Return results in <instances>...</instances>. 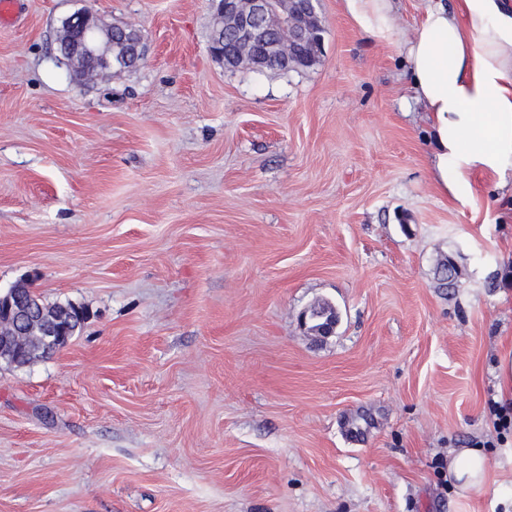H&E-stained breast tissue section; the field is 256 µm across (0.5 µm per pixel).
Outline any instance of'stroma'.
<instances>
[{
    "label": "stroma",
    "instance_id": "35a3bbf8",
    "mask_svg": "<svg viewBox=\"0 0 512 512\" xmlns=\"http://www.w3.org/2000/svg\"><path fill=\"white\" fill-rule=\"evenodd\" d=\"M138 69L81 86L82 9ZM317 65L225 70L211 0H18L0 25V290L88 318L0 363V512H512L443 464L512 351V169L461 196L396 45L319 0ZM336 309L334 335L302 326ZM66 42L59 52L78 59L89 66L122 68L144 59L145 49L137 31L124 32L121 43L124 49L112 53V28L104 29L99 18L84 9L67 17L62 22Z\"/></svg>",
    "mask_w": 512,
    "mask_h": 512
}]
</instances>
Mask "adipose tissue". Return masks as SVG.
<instances>
[{
	"label": "adipose tissue",
	"instance_id": "adipose-tissue-1",
	"mask_svg": "<svg viewBox=\"0 0 512 512\" xmlns=\"http://www.w3.org/2000/svg\"><path fill=\"white\" fill-rule=\"evenodd\" d=\"M362 31L392 40L394 0H341ZM413 99L431 116L434 175L444 190L466 185L477 170L503 176L512 163V0H461L451 12L435 0L404 47ZM488 474L482 449L448 461L460 496L481 494Z\"/></svg>",
	"mask_w": 512,
	"mask_h": 512
}]
</instances>
